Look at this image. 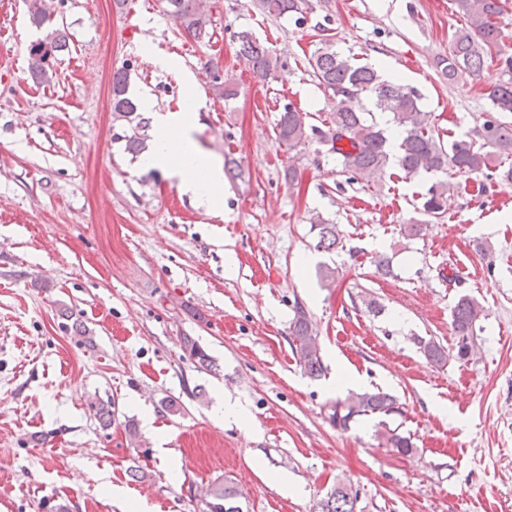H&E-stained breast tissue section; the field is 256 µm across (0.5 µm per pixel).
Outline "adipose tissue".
Instances as JSON below:
<instances>
[{
	"instance_id": "1",
	"label": "adipose tissue",
	"mask_w": 512,
	"mask_h": 512,
	"mask_svg": "<svg viewBox=\"0 0 512 512\" xmlns=\"http://www.w3.org/2000/svg\"><path fill=\"white\" fill-rule=\"evenodd\" d=\"M201 107V101L196 99L185 109L158 116L153 145L142 155L139 165L144 169H166L199 208L215 214L224 207V171L220 162L200 154L194 144L192 134ZM175 138L181 140L183 148L178 163L173 165L169 162V146Z\"/></svg>"
}]
</instances>
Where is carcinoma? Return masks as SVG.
<instances>
[{
    "label": "carcinoma",
    "instance_id": "cac0c4a2",
    "mask_svg": "<svg viewBox=\"0 0 512 512\" xmlns=\"http://www.w3.org/2000/svg\"><path fill=\"white\" fill-rule=\"evenodd\" d=\"M167 12L185 32L199 40L212 37L208 30L210 19L202 8V0H166ZM458 11L470 22L467 29L456 30L449 39L448 56L440 61L448 81L468 75L477 76L487 60L493 59L498 48L501 30L497 18L503 11L502 0H455ZM262 11L276 18L288 15L303 19L309 8L308 0H261ZM30 23L42 28L51 23V15L41 0H30ZM239 55L252 65L256 78L264 83L274 81L278 58L249 31L237 35ZM67 47L66 35L54 28L44 39L29 49V70L37 79L49 78L57 55ZM312 76L329 96L336 99V112L332 113L326 128L306 123L307 114L287 105L276 123L278 139L290 147H297L316 139L331 144V150L340 156L343 169L353 179L371 180L382 174L395 162L408 177L420 172L435 176L452 168L460 173L480 174L495 168L500 176L512 180V167L494 163V159L512 156V121L503 120L512 115V58L503 59V72L507 79L489 92L491 111L483 117L476 136L465 134L444 144L430 125L428 113L421 108V97L413 89L382 78L373 68L358 65L352 58L339 54L331 40L321 43L309 59ZM127 70L112 74V116L124 122L117 139L125 141L132 154L142 150L140 131L147 124L138 112V105L127 96ZM388 115L390 129L379 127L373 111ZM448 209L447 183L437 180L431 184L422 202L423 215L440 218ZM316 232V247L324 251L336 250L342 243L338 225L317 218L311 225ZM484 307L474 297L462 295L452 311V327L457 336L456 357L467 359L471 354L475 327L483 315ZM292 350L304 373L317 378L323 373V363L311 321L304 306L295 303L294 318L289 328ZM426 359L441 365L448 354L439 344L422 338L417 340ZM184 347L199 366L207 371L216 367L206 351L190 336L184 337ZM116 403L102 401L96 406L94 419L99 428L112 425ZM400 412L396 398L383 391L351 393L332 406L330 421L341 429L363 416ZM386 445L397 453L413 452L409 438L388 429L384 433ZM207 512H243L241 493L230 482H216L205 492ZM359 495L346 483L336 487L315 508V512H357Z\"/></svg>",
    "mask_w": 512,
    "mask_h": 512
}]
</instances>
